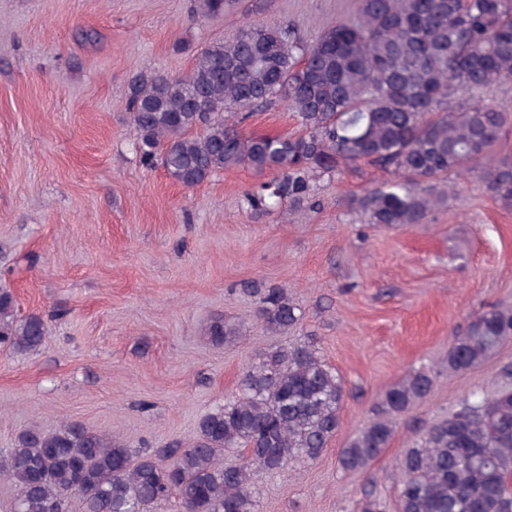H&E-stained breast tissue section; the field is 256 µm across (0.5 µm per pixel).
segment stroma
Here are the masks:
<instances>
[{
    "label": "stroma",
    "mask_w": 512,
    "mask_h": 512,
    "mask_svg": "<svg viewBox=\"0 0 512 512\" xmlns=\"http://www.w3.org/2000/svg\"><path fill=\"white\" fill-rule=\"evenodd\" d=\"M354 4L232 0L197 21L192 0H0V288L47 327L35 351L0 348V454L28 426L70 421L138 453L190 440L264 350L307 339L343 382L340 429L317 462L261 479L259 512H360L370 481L396 512L398 459L421 427L512 386V340L467 373L443 366L472 316L512 306V208L476 174L438 178L447 205L389 228L359 205L389 179L375 168L323 175L306 208L266 213L247 203L261 182L249 168L188 189L140 159L126 110L138 74H187L246 19L310 42ZM253 280L299 305L290 336L257 318ZM217 318L242 324L233 343L209 342ZM418 370L435 375L430 394L364 471L342 470L340 448Z\"/></svg>",
    "instance_id": "1"
}]
</instances>
